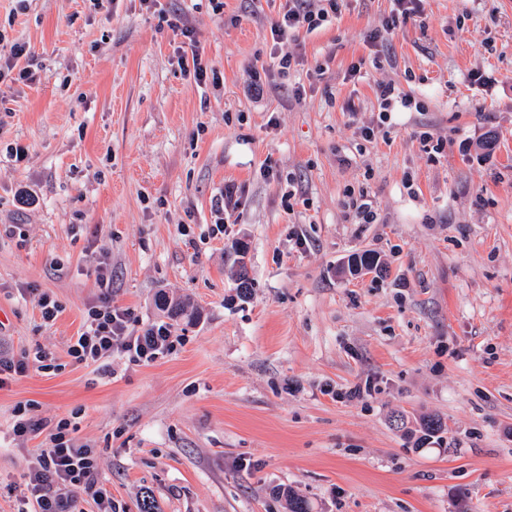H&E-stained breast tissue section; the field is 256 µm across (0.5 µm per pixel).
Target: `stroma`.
Segmentation results:
<instances>
[{
  "mask_svg": "<svg viewBox=\"0 0 512 512\" xmlns=\"http://www.w3.org/2000/svg\"><path fill=\"white\" fill-rule=\"evenodd\" d=\"M283 2L0 0L32 73L0 80V348L63 364L0 387V512L64 418L112 512H288L289 490L311 512H512V0H424L376 45L392 0L277 45ZM380 81L411 107L380 118ZM364 251L377 269L349 273ZM162 290L193 315L176 351L69 364L103 293L137 333ZM19 404L45 431L14 435ZM428 416L446 428L422 444Z\"/></svg>",
  "mask_w": 512,
  "mask_h": 512,
  "instance_id": "35a3bbf8",
  "label": "stroma"
}]
</instances>
